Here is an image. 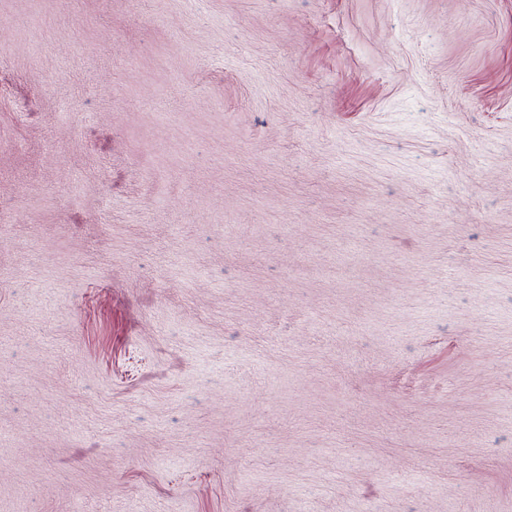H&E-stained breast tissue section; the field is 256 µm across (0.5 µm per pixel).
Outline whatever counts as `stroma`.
I'll list each match as a JSON object with an SVG mask.
<instances>
[{"instance_id": "1", "label": "stroma", "mask_w": 512, "mask_h": 512, "mask_svg": "<svg viewBox=\"0 0 512 512\" xmlns=\"http://www.w3.org/2000/svg\"><path fill=\"white\" fill-rule=\"evenodd\" d=\"M512 512V0H0V512Z\"/></svg>"}]
</instances>
